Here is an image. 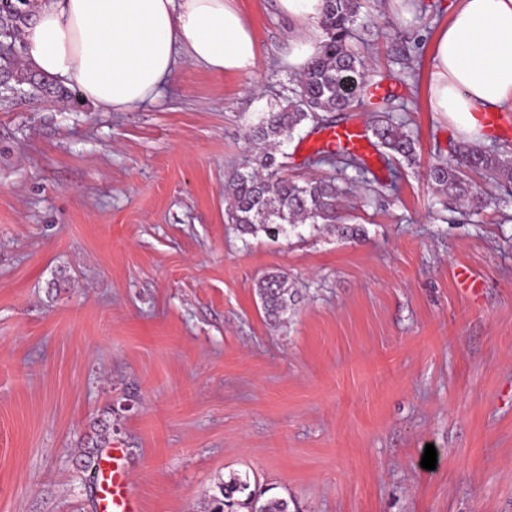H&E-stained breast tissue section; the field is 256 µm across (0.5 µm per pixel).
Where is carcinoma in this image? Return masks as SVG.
Listing matches in <instances>:
<instances>
[{
	"mask_svg": "<svg viewBox=\"0 0 512 512\" xmlns=\"http://www.w3.org/2000/svg\"><path fill=\"white\" fill-rule=\"evenodd\" d=\"M29 7L30 0H8L0 5V28L17 34ZM360 8L361 0H326L320 19L325 34L320 52L295 86L288 88L284 102L262 113L247 131L255 153L232 171L227 182V220L241 234L256 236L262 232L276 240L305 224H333L342 236L357 239L363 234L361 229L341 224L340 199L357 184L368 186L376 197L393 196L403 179L401 167L416 164L417 136L408 119L389 105L371 122L375 146L397 162L388 182L377 178L365 156L323 147L314 150L308 164L327 167L333 170V176L300 182L282 173L280 144L309 123L324 130L337 127L332 114L349 111L367 84L368 42L356 37ZM485 173L509 187L501 201H511L512 169L502 165L494 152L477 145H459L449 157L432 164L429 180L444 196L443 206L457 203L477 213L487 202L474 189L472 175ZM257 294L267 318L275 324L294 304L288 277L282 273L261 278ZM208 512H290V501L284 497L265 498L251 488L248 475L232 473L215 486Z\"/></svg>",
	"mask_w": 512,
	"mask_h": 512,
	"instance_id": "1",
	"label": "carcinoma"
}]
</instances>
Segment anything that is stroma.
<instances>
[{
    "label": "stroma",
    "mask_w": 512,
    "mask_h": 512,
    "mask_svg": "<svg viewBox=\"0 0 512 512\" xmlns=\"http://www.w3.org/2000/svg\"><path fill=\"white\" fill-rule=\"evenodd\" d=\"M460 3L367 4L370 76L344 118L392 98L419 157L399 197L343 199L357 242L226 221L246 132L296 78L275 0H236L251 74L183 63L126 112L0 95V512H97L94 443L122 448L142 512H205L233 472L298 512H512V220L436 221L426 177L461 142L429 105ZM317 141L285 142L284 175H325L305 163ZM270 272L297 293L277 326Z\"/></svg>",
    "instance_id": "1"
}]
</instances>
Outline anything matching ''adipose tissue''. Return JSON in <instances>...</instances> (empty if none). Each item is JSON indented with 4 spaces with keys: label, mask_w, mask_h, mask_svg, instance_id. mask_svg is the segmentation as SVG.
<instances>
[{
    "label": "adipose tissue",
    "mask_w": 512,
    "mask_h": 512,
    "mask_svg": "<svg viewBox=\"0 0 512 512\" xmlns=\"http://www.w3.org/2000/svg\"><path fill=\"white\" fill-rule=\"evenodd\" d=\"M277 3L292 24L285 63L304 71L324 40L325 0ZM22 39L30 68L112 112L153 101L180 58L217 75H247L257 57L235 0H36ZM430 81L433 110L465 141H482V114L512 112V0H464L439 32Z\"/></svg>",
    "instance_id": "obj_1"
}]
</instances>
